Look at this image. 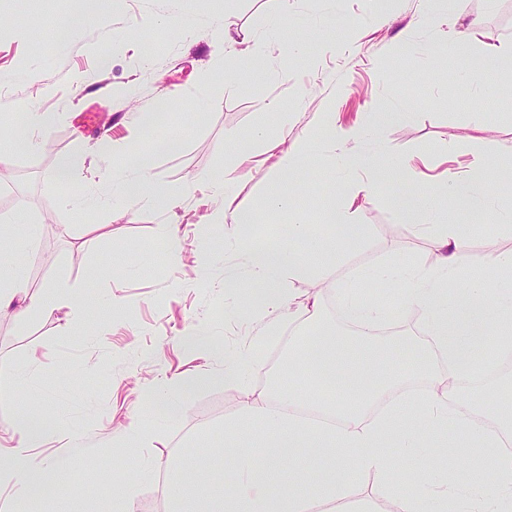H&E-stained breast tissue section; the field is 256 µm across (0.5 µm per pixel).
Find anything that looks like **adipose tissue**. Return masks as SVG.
<instances>
[{
	"label": "adipose tissue",
	"mask_w": 512,
	"mask_h": 512,
	"mask_svg": "<svg viewBox=\"0 0 512 512\" xmlns=\"http://www.w3.org/2000/svg\"><path fill=\"white\" fill-rule=\"evenodd\" d=\"M450 48L465 56L469 61V77L472 82L484 83L490 70L512 72V43L490 44L481 52H474L470 30L459 31L453 38ZM172 101L169 97L157 98L153 105L139 115V135L123 153L121 162L112 164L99 181L112 196L126 205V214H133L136 207L153 206L173 208L177 206L180 194L157 181L153 174L157 153L173 150L179 142L177 134L158 135L159 114L169 111ZM413 116L410 104L404 103L395 108L380 107L364 114L360 125L344 128L328 124L326 134L331 140L345 144L343 164L350 172L364 171L368 174L369 185L375 186L387 181L390 170L372 163L362 140L371 134H383L393 123L409 121ZM152 134L150 145H143V134ZM256 143L265 150L275 152L276 168L280 187L272 191L266 200L270 210L293 208L295 191L301 182V173L315 148L309 141H296L288 147H281L279 139L269 137L259 131L253 136ZM216 224L232 225L239 240L245 241L248 248L245 262L251 272L253 283L262 287L263 303L275 306L286 313L289 321H296L301 306L292 291L287 290L286 281L298 274L318 276L321 264L336 250V243L329 237L330 232L349 228L347 212L340 207L335 196L328 197L322 207V232H312L304 224L283 225L281 236L283 245L271 247L249 244L248 239L257 221L254 210L234 205L225 200L223 207L212 215ZM67 308L78 317H88L92 308L88 301L78 296L76 291L63 288L51 292L32 291L29 283L21 278L0 279V312L12 310L16 317L48 308ZM214 361L223 362L224 368L218 372H199L186 377H176L163 386L164 401L171 413H179L181 407L178 394L194 385L216 380L228 384H242L245 380L244 358H224L221 351L211 350ZM58 432L56 424L28 411L18 412L14 420L13 444L0 452V486L18 488L15 499L17 512H22L27 502L34 497H52L64 486L65 477L61 463L45 464L38 462L33 450L49 436Z\"/></svg>",
	"instance_id": "1"
}]
</instances>
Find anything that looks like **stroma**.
<instances>
[{
  "mask_svg": "<svg viewBox=\"0 0 512 512\" xmlns=\"http://www.w3.org/2000/svg\"><path fill=\"white\" fill-rule=\"evenodd\" d=\"M172 6V0H110L106 26L83 27L65 44L49 20L67 19L73 0H0V99L61 115L35 132L36 149L0 156V226L40 227L36 255L5 252L0 276L23 277L43 292L60 284L75 287L96 310L89 322L58 310L22 323L0 315V442L11 436L24 406L70 432L69 440H53L38 451L42 459H64V493L30 501L28 512H109L117 487L132 491L134 512H170L167 487L178 468H204L233 486L238 442L225 435V421L245 399L264 394L273 377L306 385L282 372L280 347L290 326L279 310L244 316V297L222 288L226 274L244 277L248 269L244 246L230 227L211 221L222 204L219 190L196 183L173 210L143 208L131 222L109 207L75 215L71 201L80 195L94 199L97 175L112 162L94 151L97 140L124 143L140 110L172 96L175 105L161 130L177 132L181 145L156 158V178L176 189L195 173L223 174L236 203L258 211L253 238L262 244L279 243L284 224L319 227L322 202L340 174L339 151L323 132L332 118L353 126L371 108L412 101V121L387 127L383 144L369 140L365 147L382 165H409L425 185L447 170H464L476 151L490 170L512 164V96L500 92L512 84V73L493 75L488 89L478 90L466 59L448 50L454 33L472 22L476 43L512 42V0H467L461 14L434 28L423 21L427 0H183L182 10L197 23L180 36L163 23ZM283 13L290 25L261 45L262 68L244 80L225 75L220 91L196 108L224 55L211 29L226 24L240 35ZM155 39L160 51L147 53L146 44ZM103 52L109 65L99 59ZM29 69L38 70L39 80L25 78ZM280 108L291 114L289 139L316 146L312 174L293 211L265 207L279 183L274 159L260 149L244 163L234 149L257 129L277 134ZM64 155L76 162L67 185L53 177ZM347 180L351 193L340 202L351 223L361 225L362 239L322 267L320 311L330 318L336 315L328 305L336 296L335 281L391 261L432 260L427 238L398 223L390 206L393 194L412 191L414 183L396 175L365 193L361 174ZM165 224L204 225L208 235L187 243L172 263L160 238ZM509 249L512 232L500 228L495 216L473 224V271L487 273L489 257ZM358 288L378 300L388 317L401 318L400 331L387 340L393 361L409 364L414 354L402 339L422 341L419 314L403 309L399 297L380 294L372 282L361 281ZM114 297L120 307H110ZM200 323L207 325L209 341L231 356L248 352L256 337L267 343L249 362L245 385L219 381L187 389L182 414L167 415L145 398L144 389L164 376L206 366L204 352L182 345L185 333ZM134 417L147 432L142 448L126 445L125 429ZM455 442L463 464L453 473L431 462L430 439L413 449H389L399 462L402 487H415L427 470L437 487L471 488L487 461L463 435ZM93 464L110 471L111 483L90 485Z\"/></svg>",
  "mask_w": 512,
  "mask_h": 512,
  "instance_id": "35a3bbf8",
  "label": "stroma"
}]
</instances>
